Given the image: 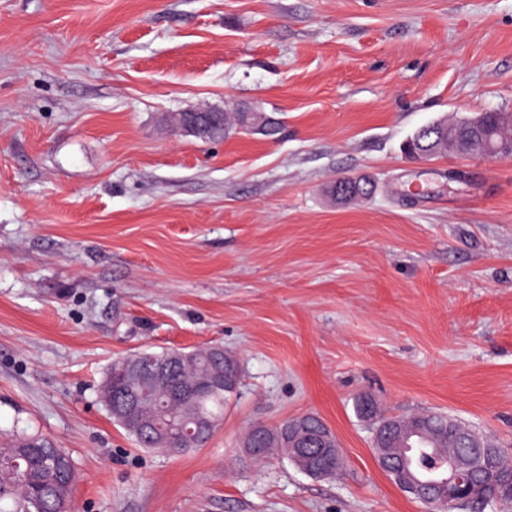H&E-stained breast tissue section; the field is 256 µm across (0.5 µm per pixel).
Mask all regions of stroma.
<instances>
[{
    "mask_svg": "<svg viewBox=\"0 0 512 512\" xmlns=\"http://www.w3.org/2000/svg\"><path fill=\"white\" fill-rule=\"evenodd\" d=\"M277 113L204 140L187 109ZM512 111V0H0V437L76 462L75 512H427L353 398L454 414L512 448V159L420 127ZM369 200L342 203L337 177ZM218 343L241 381L208 444L137 447L116 358ZM305 412L345 457L243 458Z\"/></svg>",
    "mask_w": 512,
    "mask_h": 512,
    "instance_id": "stroma-1",
    "label": "stroma"
}]
</instances>
